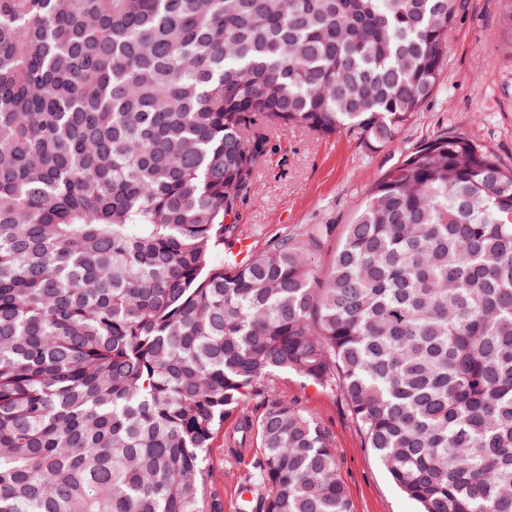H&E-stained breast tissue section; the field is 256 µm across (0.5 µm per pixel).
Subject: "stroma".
<instances>
[{
  "instance_id": "35a3bbf8",
  "label": "stroma",
  "mask_w": 512,
  "mask_h": 512,
  "mask_svg": "<svg viewBox=\"0 0 512 512\" xmlns=\"http://www.w3.org/2000/svg\"><path fill=\"white\" fill-rule=\"evenodd\" d=\"M503 0H467L448 39L447 63L433 96L392 143L367 150L351 134L317 137L277 132L236 221L253 251L309 224L349 223L371 185L427 139L465 133L506 168L512 167V31L501 24ZM287 398L313 414L330 435L353 512H417L390 481L354 424L340 393L304 386L291 374L260 382L248 396L253 414ZM260 449L235 457L216 436L207 452L205 496L222 512H238L239 488Z\"/></svg>"
}]
</instances>
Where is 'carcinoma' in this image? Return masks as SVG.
Returning <instances> with one entry per match:
<instances>
[{
  "mask_svg": "<svg viewBox=\"0 0 512 512\" xmlns=\"http://www.w3.org/2000/svg\"><path fill=\"white\" fill-rule=\"evenodd\" d=\"M462 0H0V512H352L319 420L340 393L419 512H512V170L427 140L350 224L237 261L288 127L375 151L433 95ZM336 239L328 265L321 254ZM233 424V419L224 423V429L215 437L207 452L205 496L220 506L222 512H240L237 510L239 488L245 478L256 470L261 458L260 448H253L239 457L232 456L228 448H224V430Z\"/></svg>",
  "mask_w": 512,
  "mask_h": 512,
  "instance_id": "1",
  "label": "carcinoma"
}]
</instances>
